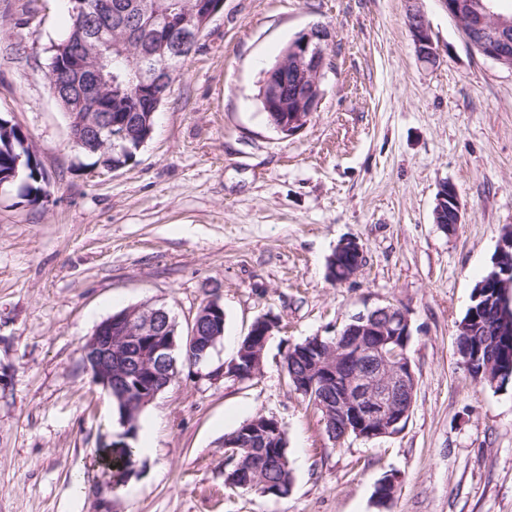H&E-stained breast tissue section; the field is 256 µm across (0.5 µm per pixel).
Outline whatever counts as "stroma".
Returning <instances> with one entry per match:
<instances>
[{"label": "stroma", "instance_id": "1", "mask_svg": "<svg viewBox=\"0 0 512 512\" xmlns=\"http://www.w3.org/2000/svg\"><path fill=\"white\" fill-rule=\"evenodd\" d=\"M438 53L421 64L411 0H224L127 165L73 146L47 72L70 25L67 0H0V116L27 134L48 182L28 202L0 187V512H101L96 456L113 452L116 407L80 348L112 314L155 305L187 337L216 300L224 337L205 365L140 414L135 458L112 512H512V382L476 381L457 325L512 225V70L483 57L437 0H421ZM331 45L325 94L290 137L256 95L300 31ZM464 208L457 232L433 222L443 182ZM364 262L326 278L336 245ZM406 309L418 379L397 434L329 439L290 383L289 347L333 336L378 305ZM278 325L259 374L213 377L259 316ZM276 418L294 486L285 498L229 488L225 434ZM334 253L328 263L327 276L336 284L346 283L359 271L364 259L363 248L356 241L346 240L336 246ZM337 257L341 258V261H338ZM346 257H350L351 260L346 261Z\"/></svg>", "mask_w": 512, "mask_h": 512}]
</instances>
